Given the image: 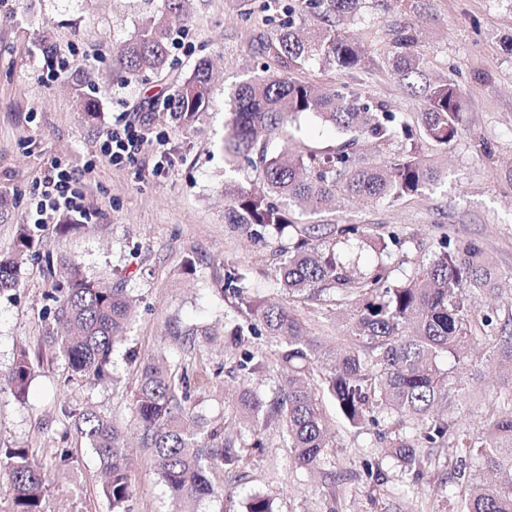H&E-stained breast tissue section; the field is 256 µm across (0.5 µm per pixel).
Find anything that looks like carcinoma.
<instances>
[{
    "label": "carcinoma",
    "instance_id": "carcinoma-1",
    "mask_svg": "<svg viewBox=\"0 0 512 512\" xmlns=\"http://www.w3.org/2000/svg\"><path fill=\"white\" fill-rule=\"evenodd\" d=\"M189 0H162L160 15L149 20L112 56L119 78L128 81L151 73L169 78L170 18L186 15ZM361 0H299L300 9L286 8L272 36L259 50L273 60L277 70L240 83L231 95L225 124L224 154L233 165L260 171L253 189L225 186L224 223L245 227L261 238L263 231H283L294 226L292 209L305 206L320 212L344 196L348 199H401L423 193L440 182L442 170L413 146L396 161L373 164L360 158L351 145L367 135L386 147L409 139V126L392 112L367 103L358 92L317 89L288 77L313 60L351 73L363 63L360 46L336 29V19L358 11ZM313 14L320 25L302 34L295 16ZM419 35L411 25L400 27L393 40L395 74L419 93L425 108L417 121L423 138L446 144L458 134L462 93L449 81L427 77V62L418 50ZM77 93V103L89 116L99 111V101L89 93L93 83L79 67L65 73ZM173 93L165 109L182 127L192 126L206 111L210 96L209 68L199 63L191 75L172 80ZM312 113L349 135L336 150L324 154L303 152L285 141L278 152L269 144L282 137L290 121ZM318 228L303 227L304 237L288 248L278 266L281 285L288 293L322 300L333 296L354 305L348 345L341 352L322 356L297 315L286 306H260L243 297L246 268L224 266L229 292L238 299L237 317L230 322L229 337L246 346L264 329L278 345L277 363L282 384L266 400L247 381L232 401L238 423L254 432L276 424L291 448V462L309 472L322 469L331 447L329 423L321 397L330 396L337 414L352 427L377 423L375 413L385 412L399 426L398 436L387 443L388 453L416 475L423 473L425 458L419 445L443 448L454 426L436 413L448 402V372L439 366L448 353H463L475 343L499 340L492 366L512 379V332L494 309L476 312L468 306L473 290H491L496 280L486 266L482 250L473 243H443L396 284L385 268L359 275L336 258V244L324 248L310 243ZM340 242L361 240L359 224L336 229ZM32 246L25 230L11 253L0 254V293L18 288L21 264ZM70 280L44 336L51 353L62 358L75 377L110 380V356L115 344L126 338L134 304L122 288L105 286L68 262ZM239 367L257 376L263 361L246 351ZM35 372L28 351H20L8 375L18 396L25 395ZM134 413L142 440L174 500L193 505L217 494L208 474L217 467L234 469L243 464L260 439L248 443L224 426V432L186 428L189 409L179 397L176 376L167 366L143 363L134 392ZM74 420L76 433L98 456L107 481L102 492L112 512H131L128 458L122 429L92 410L64 412ZM477 455L494 481L473 486L462 501V512H512V411L493 417L478 439ZM0 463L9 471L13 488L9 512H43L48 490L47 471L28 448H3ZM242 512H273L272 501L250 495Z\"/></svg>",
    "mask_w": 512,
    "mask_h": 512
}]
</instances>
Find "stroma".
Wrapping results in <instances>:
<instances>
[{"label": "stroma", "mask_w": 512, "mask_h": 512, "mask_svg": "<svg viewBox=\"0 0 512 512\" xmlns=\"http://www.w3.org/2000/svg\"><path fill=\"white\" fill-rule=\"evenodd\" d=\"M295 0H190L187 21H173L169 58L173 77L189 76L199 61L212 65L209 106L192 127L177 125L161 103L170 80L123 82L112 74V53L148 19L160 0H0V252L9 250L21 226L33 239L21 269L20 285L0 294V448L31 449L49 464L57 449H71L69 471L52 472L44 512H109L102 495L101 464L78 437L64 410L94 408L128 430L132 464L131 512H181L151 464V450L134 428L131 391L137 362L161 357L187 374V407L208 427L231 419L228 403L239 379L229 370L241 348L224 340V266L249 271V298L290 307L324 348L347 344V306L289 295L277 281L275 252L296 241L295 231L264 238L224 222V184L254 187L255 173L232 169L224 158V123L230 95L257 76L263 60L260 41L276 29L282 9ZM362 0L361 12L344 18L339 30L364 51L361 69L348 74L319 62L291 71V78L323 88L350 86L415 124L424 101L413 96L389 64L392 31L400 24L419 33V50L431 77L454 80L463 90L461 130L448 145H424L439 163V188L396 202L344 201L310 214L296 211L299 224L329 232L344 224L366 229L363 242L337 244L352 253L361 272L385 265L399 281L438 249L441 240L472 242L499 276L493 292L470 296L472 308L497 310L512 318V0ZM57 44L61 54L89 66L100 104L95 119L80 112L64 78L47 81L39 43ZM137 113L154 136L166 140L168 158L154 173L157 156L146 146L135 165H116L100 150L120 113ZM287 135L301 150L325 153L344 140L313 114L289 123ZM80 176L88 217L68 231L74 216L57 213L34 226L29 202L52 163ZM93 163L85 173V163ZM79 263L87 274L126 289L136 313L125 343L112 353L110 383L70 376L63 360L39 346L58 299L66 293L61 260ZM41 353L24 398L6 379L19 350ZM495 339L474 345L464 358H442L448 372L445 413L458 433L479 438L497 406L512 398V382L488 363ZM324 409L332 422L333 446L324 470L296 468L277 427L263 431V448L229 473L210 474L221 496L205 499L195 512H241L244 496L271 499L274 512H460L463 491L485 480L475 452L456 446L428 448L423 477H414L384 452L380 436L393 431L387 414L377 424L354 428ZM381 472L383 484L367 478Z\"/></svg>", "instance_id": "obj_1"}]
</instances>
